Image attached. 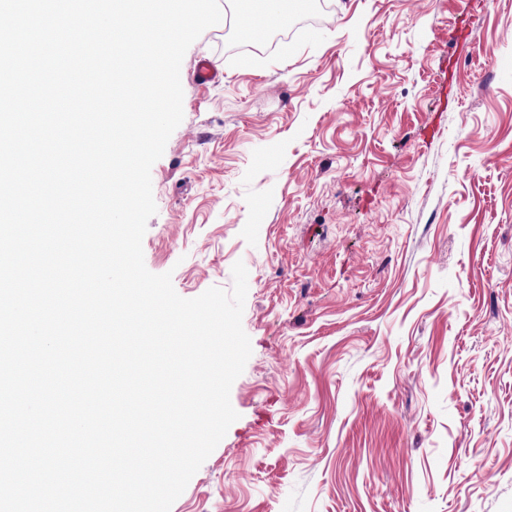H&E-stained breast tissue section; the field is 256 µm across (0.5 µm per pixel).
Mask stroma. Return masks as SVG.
<instances>
[{
	"mask_svg": "<svg viewBox=\"0 0 512 512\" xmlns=\"http://www.w3.org/2000/svg\"><path fill=\"white\" fill-rule=\"evenodd\" d=\"M222 2L142 248L184 298L243 262L252 354L171 512H512V0H304L251 51Z\"/></svg>",
	"mask_w": 512,
	"mask_h": 512,
	"instance_id": "obj_1",
	"label": "stroma"
}]
</instances>
